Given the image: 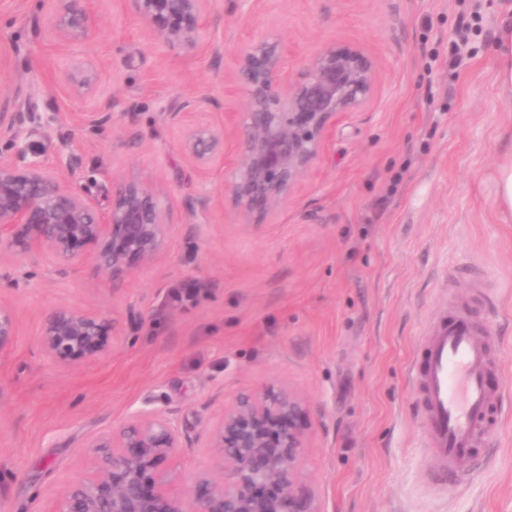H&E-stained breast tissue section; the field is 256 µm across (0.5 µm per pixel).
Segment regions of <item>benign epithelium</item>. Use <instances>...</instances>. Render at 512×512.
Returning a JSON list of instances; mask_svg holds the SVG:
<instances>
[{"mask_svg":"<svg viewBox=\"0 0 512 512\" xmlns=\"http://www.w3.org/2000/svg\"><path fill=\"white\" fill-rule=\"evenodd\" d=\"M170 52L193 54L199 33L212 21L210 0H120ZM54 42L88 41L103 17L99 0H48ZM287 46L279 39L242 43L231 76L244 97L243 118L225 113L224 124L189 122L200 99L187 96L167 113L177 143L201 171L228 167L217 202L254 225L265 224L298 190L320 161L336 121L366 104L375 89L370 57L356 46H322L295 76L283 75ZM82 98L95 95L100 68L92 61L65 75ZM57 120H36L31 99L0 101V140L11 145L42 137ZM234 144L224 158V143ZM32 145L0 152V244L12 256L38 252L60 269L88 260L119 285L152 265L174 233L169 211L149 180L131 177L112 186L107 207L55 170L28 155ZM134 312L56 306L43 318L39 344L55 364L72 367L102 360L125 340ZM18 317L0 300V355L17 336ZM313 422L305 400L271 385L222 407L209 430L213 465L176 492L183 441L159 411L131 415L93 438L91 473L65 488L52 512H317L314 494L301 480Z\"/></svg>","mask_w":512,"mask_h":512,"instance_id":"benign-epithelium-1","label":"benign epithelium"}]
</instances>
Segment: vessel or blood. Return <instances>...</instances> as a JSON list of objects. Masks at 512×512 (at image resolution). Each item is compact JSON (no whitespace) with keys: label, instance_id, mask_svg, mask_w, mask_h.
<instances>
[{"label":"vessel or blood","instance_id":"obj_1","mask_svg":"<svg viewBox=\"0 0 512 512\" xmlns=\"http://www.w3.org/2000/svg\"><path fill=\"white\" fill-rule=\"evenodd\" d=\"M497 365L477 326L463 312H449L431 326L409 375L422 407L427 445L457 477V467L474 458L503 420L504 396Z\"/></svg>","mask_w":512,"mask_h":512}]
</instances>
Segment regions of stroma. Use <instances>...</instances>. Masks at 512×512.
<instances>
[{
	"instance_id": "35a3bbf8",
	"label": "stroma",
	"mask_w": 512,
	"mask_h": 512,
	"mask_svg": "<svg viewBox=\"0 0 512 512\" xmlns=\"http://www.w3.org/2000/svg\"><path fill=\"white\" fill-rule=\"evenodd\" d=\"M512 0H212L201 50L176 56L148 38L118 0H101L92 47L50 40L45 0H0V94L31 95L58 114L39 158L96 202L112 181L156 183L176 231L154 265L121 290L94 264L62 272L30 255L0 258V299L19 316L0 355V512H51L85 476L88 442L128 416L166 414L184 438L185 490L211 465L206 435L236 396L285 385L309 404L313 435L302 477L318 512H512V417L478 458L444 479L425 446L407 367L431 322L468 312L512 400V223H499L493 174L512 148V95L495 82V33ZM469 25L464 68L450 44ZM280 38L297 74L322 45L373 60L372 99L337 121L315 171L269 223L248 224L211 201L228 175L182 155L171 104L206 98L195 121L242 111L226 92L243 40ZM105 64L98 97L112 120L63 83L74 65ZM57 84L54 99L39 92ZM210 209H203V202ZM200 293L178 303L186 284ZM59 305L134 310L109 358L63 368L40 350L44 314Z\"/></svg>"
}]
</instances>
